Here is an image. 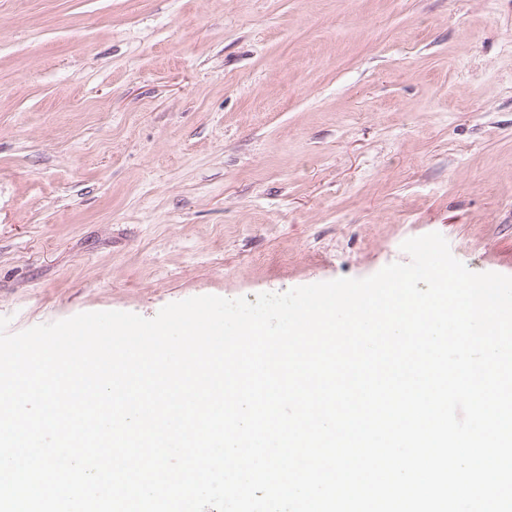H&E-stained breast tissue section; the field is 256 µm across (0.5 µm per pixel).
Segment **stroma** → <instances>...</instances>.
Wrapping results in <instances>:
<instances>
[{"label": "stroma", "mask_w": 512, "mask_h": 512, "mask_svg": "<svg viewBox=\"0 0 512 512\" xmlns=\"http://www.w3.org/2000/svg\"><path fill=\"white\" fill-rule=\"evenodd\" d=\"M512 275V0H0V317L408 262Z\"/></svg>", "instance_id": "stroma-1"}]
</instances>
